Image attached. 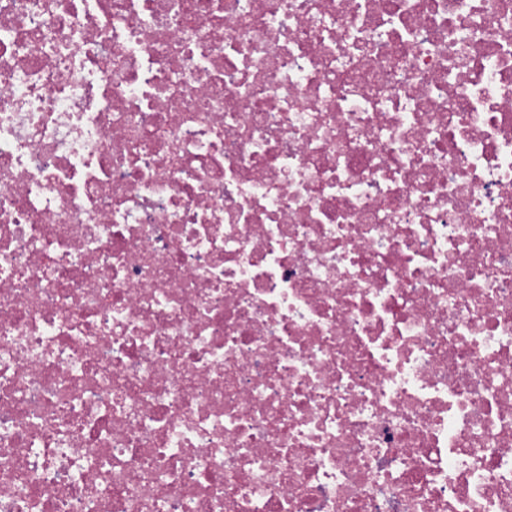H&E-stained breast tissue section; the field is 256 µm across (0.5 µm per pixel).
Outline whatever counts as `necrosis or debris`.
<instances>
[{
  "mask_svg": "<svg viewBox=\"0 0 512 512\" xmlns=\"http://www.w3.org/2000/svg\"><path fill=\"white\" fill-rule=\"evenodd\" d=\"M0 512H512V0H0Z\"/></svg>",
  "mask_w": 512,
  "mask_h": 512,
  "instance_id": "1",
  "label": "necrosis or debris"
}]
</instances>
